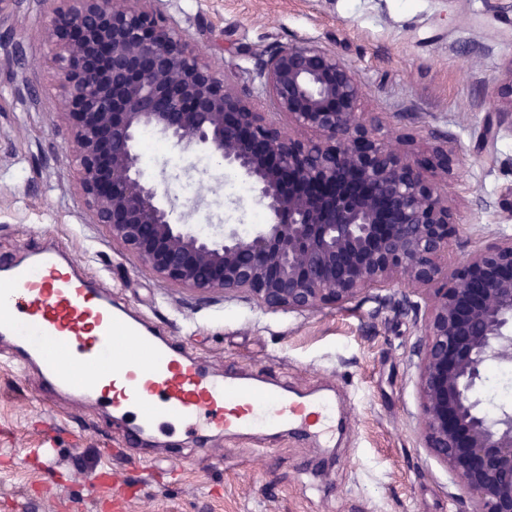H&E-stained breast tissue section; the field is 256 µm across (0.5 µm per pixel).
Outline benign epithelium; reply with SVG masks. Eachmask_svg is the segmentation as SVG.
Masks as SVG:
<instances>
[{"label": "benign epithelium", "mask_w": 512, "mask_h": 512, "mask_svg": "<svg viewBox=\"0 0 512 512\" xmlns=\"http://www.w3.org/2000/svg\"><path fill=\"white\" fill-rule=\"evenodd\" d=\"M57 1L47 38L91 223L200 298L221 290L261 309L306 312L403 285L423 312L424 447L468 495L469 512H512V408L490 415L477 395L489 365H512V235L448 267L457 226L448 137L423 162L402 135L377 137L356 74L320 44L258 58L256 76L284 126L256 111L153 0ZM490 104L512 118V65ZM146 129L236 170L267 222L207 233L175 222L173 201L141 167Z\"/></svg>", "instance_id": "1"}]
</instances>
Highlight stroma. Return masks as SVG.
<instances>
[{"instance_id": "1", "label": "stroma", "mask_w": 512, "mask_h": 512, "mask_svg": "<svg viewBox=\"0 0 512 512\" xmlns=\"http://www.w3.org/2000/svg\"><path fill=\"white\" fill-rule=\"evenodd\" d=\"M499 0H156L160 15L249 87L259 55L306 41L334 51L364 87L377 136L399 130L415 155L448 136L459 170L448 185L457 265L492 235H512V123L488 98L512 68V12ZM48 0H16L0 17V256L57 244L113 300L181 344L216 375L247 372L287 397L330 394L340 438L289 428L269 436L196 434L169 424L128 443L96 403L49 393L0 342V512H467L469 502L418 434L412 313L391 283L315 313L263 312L244 295L172 288L90 223L72 161L60 76L48 62ZM197 153L167 146L162 190L189 223L253 224L249 184ZM209 188L185 198L184 183ZM52 456H43V448Z\"/></svg>"}]
</instances>
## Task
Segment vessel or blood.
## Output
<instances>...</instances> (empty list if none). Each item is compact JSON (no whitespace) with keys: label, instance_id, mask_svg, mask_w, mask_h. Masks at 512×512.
Returning a JSON list of instances; mask_svg holds the SVG:
<instances>
[{"label":"vessel or blood","instance_id":"vessel-or-blood-1","mask_svg":"<svg viewBox=\"0 0 512 512\" xmlns=\"http://www.w3.org/2000/svg\"><path fill=\"white\" fill-rule=\"evenodd\" d=\"M0 337L12 339L16 358L35 366L46 388L105 403L119 418L133 417L134 434L173 418L189 427L235 433L293 426L328 437L334 415L325 399H287L250 373L218 378L199 360L175 349L111 294L77 272L56 246L24 263L0 264ZM134 337L146 363L114 367L115 339Z\"/></svg>","mask_w":512,"mask_h":512}]
</instances>
